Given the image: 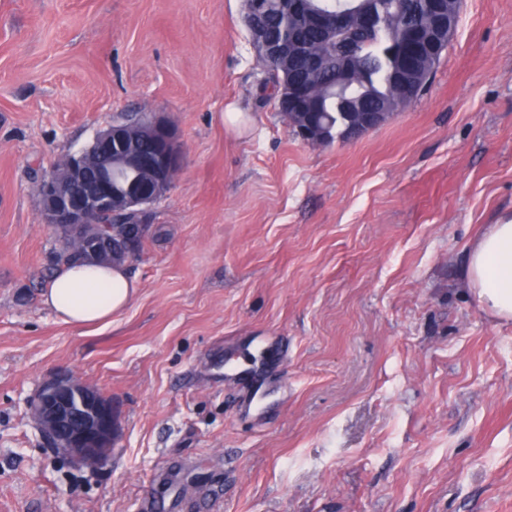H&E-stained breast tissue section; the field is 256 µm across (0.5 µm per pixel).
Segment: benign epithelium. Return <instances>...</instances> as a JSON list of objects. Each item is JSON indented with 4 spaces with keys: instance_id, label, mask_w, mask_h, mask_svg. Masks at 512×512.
Wrapping results in <instances>:
<instances>
[{
    "instance_id": "benign-epithelium-1",
    "label": "benign epithelium",
    "mask_w": 512,
    "mask_h": 512,
    "mask_svg": "<svg viewBox=\"0 0 512 512\" xmlns=\"http://www.w3.org/2000/svg\"><path fill=\"white\" fill-rule=\"evenodd\" d=\"M461 9L460 0L448 6V17L441 18L438 33L428 36L409 29L391 50L399 61L396 83L402 92L421 90L432 72H423L421 63L429 55L442 52L453 40V15ZM372 32L379 27L370 10L341 9L329 22L326 38L341 39L353 23ZM150 142L126 157V172L112 174V163L92 170L88 158H112V146L126 138L127 126L115 124L99 130L91 143L68 158V174L59 178L54 170L45 171L36 191L42 205L44 223L63 224L84 240L81 260L99 263L105 252H112V229L101 223L105 216L135 213L147 221L149 206L172 187L167 173L182 166V151L169 124L162 118L148 122ZM31 417L49 447L81 467H101L110 461L117 422L112 404L93 388L66 374L46 378L29 403Z\"/></svg>"
}]
</instances>
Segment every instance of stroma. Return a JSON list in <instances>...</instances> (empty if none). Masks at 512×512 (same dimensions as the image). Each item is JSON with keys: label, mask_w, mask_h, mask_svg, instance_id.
Instances as JSON below:
<instances>
[{"label": "stroma", "mask_w": 512, "mask_h": 512, "mask_svg": "<svg viewBox=\"0 0 512 512\" xmlns=\"http://www.w3.org/2000/svg\"><path fill=\"white\" fill-rule=\"evenodd\" d=\"M242 11L0 0V512H512V321L460 275L512 213V0H463L419 97L322 147L278 112ZM145 114L183 163L137 291L64 323L32 174ZM61 371L112 401L103 469L29 414Z\"/></svg>", "instance_id": "stroma-1"}]
</instances>
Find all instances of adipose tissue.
I'll use <instances>...</instances> for the list:
<instances>
[{
    "label": "adipose tissue",
    "mask_w": 512,
    "mask_h": 512,
    "mask_svg": "<svg viewBox=\"0 0 512 512\" xmlns=\"http://www.w3.org/2000/svg\"><path fill=\"white\" fill-rule=\"evenodd\" d=\"M462 274L485 312L512 320V215L488 225L470 244ZM135 292L124 267L64 265L52 277L44 302L63 322L87 325L109 321Z\"/></svg>",
    "instance_id": "adipose-tissue-1"
}]
</instances>
